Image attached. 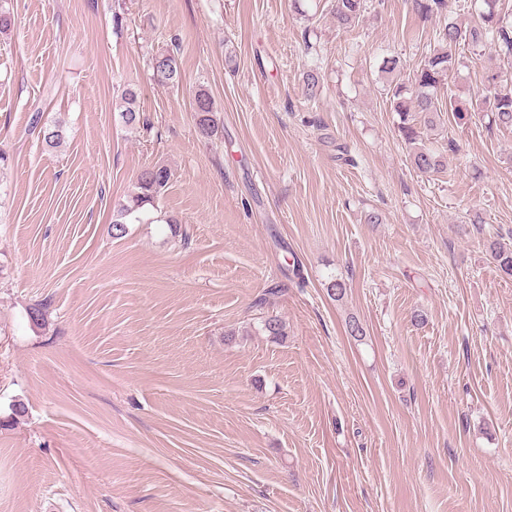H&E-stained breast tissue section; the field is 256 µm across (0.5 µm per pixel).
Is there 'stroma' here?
<instances>
[{
  "instance_id": "obj_1",
  "label": "stroma",
  "mask_w": 512,
  "mask_h": 512,
  "mask_svg": "<svg viewBox=\"0 0 512 512\" xmlns=\"http://www.w3.org/2000/svg\"><path fill=\"white\" fill-rule=\"evenodd\" d=\"M367 5L340 29L329 0H0V512H512V277L488 250L512 243V129L483 102L512 64L459 53L441 98L466 117L422 175L379 68L412 76L437 23ZM172 48L174 88L151 68ZM128 87L149 129L121 123ZM153 166L189 240L113 238ZM269 314L285 339L252 332ZM192 106L198 129L206 135H216L220 118L217 117L218 111L209 92L204 89L196 91Z\"/></svg>"
}]
</instances>
